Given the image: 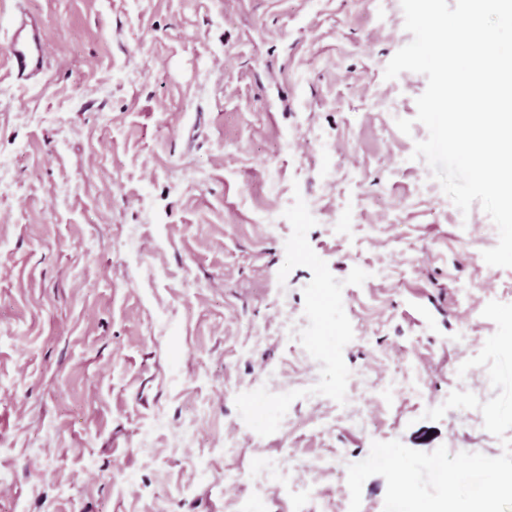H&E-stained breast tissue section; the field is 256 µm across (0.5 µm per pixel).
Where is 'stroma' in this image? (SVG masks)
<instances>
[{
  "label": "stroma",
  "instance_id": "obj_1",
  "mask_svg": "<svg viewBox=\"0 0 512 512\" xmlns=\"http://www.w3.org/2000/svg\"><path fill=\"white\" fill-rule=\"evenodd\" d=\"M21 10L48 50L23 87ZM410 40L401 0H0V512H294L254 494L294 449L335 458L305 477L343 512L373 442L502 454L479 410L424 416L494 397L458 369L512 268L412 157L427 79L384 77ZM266 368L279 430L250 386ZM356 370L377 385L364 426L341 417ZM394 374L421 393H381Z\"/></svg>",
  "mask_w": 512,
  "mask_h": 512
}]
</instances>
